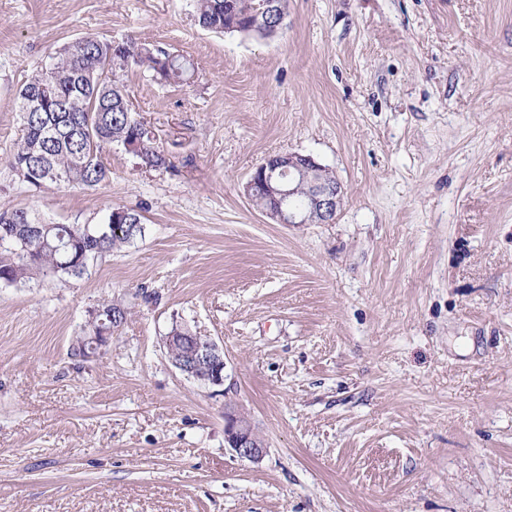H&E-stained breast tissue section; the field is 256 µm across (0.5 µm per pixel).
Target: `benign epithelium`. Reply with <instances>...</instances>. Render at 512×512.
<instances>
[{
    "mask_svg": "<svg viewBox=\"0 0 512 512\" xmlns=\"http://www.w3.org/2000/svg\"><path fill=\"white\" fill-rule=\"evenodd\" d=\"M263 168L267 192L276 201L275 209L266 215L277 224H324L343 204L341 183L312 178L325 167L309 155L269 156ZM164 343L181 346L182 356L174 360L181 373L212 387L224 385V352L215 342L170 333ZM224 441L242 460L257 463L266 454L267 445L249 416L230 404L224 407Z\"/></svg>",
    "mask_w": 512,
    "mask_h": 512,
    "instance_id": "benign-epithelium-1",
    "label": "benign epithelium"
}]
</instances>
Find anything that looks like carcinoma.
Masks as SVG:
<instances>
[{"label": "carcinoma", "mask_w": 512, "mask_h": 512, "mask_svg": "<svg viewBox=\"0 0 512 512\" xmlns=\"http://www.w3.org/2000/svg\"><path fill=\"white\" fill-rule=\"evenodd\" d=\"M198 24L213 32L270 38L284 26L287 9L253 19L258 0H195ZM114 41L85 34L62 46L51 62L34 72L18 92L23 134L8 165L18 180L31 188L45 186L93 188L106 180L102 146L134 145L132 153L147 168H161L169 159L133 116L119 72L130 65L145 66L165 85H183L195 66L190 58L160 45L126 39L119 61L107 63ZM19 229L27 249L0 236V284L25 285L40 277L60 282L79 278L87 263L104 253L132 244L144 234L143 216L114 208L103 224L72 230L26 209H0V226ZM116 302L102 304L100 318L110 336L126 320L112 317Z\"/></svg>", "instance_id": "carcinoma-1"}]
</instances>
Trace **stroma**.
Listing matches in <instances>:
<instances>
[{
  "label": "stroma",
  "instance_id": "stroma-1",
  "mask_svg": "<svg viewBox=\"0 0 512 512\" xmlns=\"http://www.w3.org/2000/svg\"><path fill=\"white\" fill-rule=\"evenodd\" d=\"M83 34L193 60L119 75L171 165L115 143L108 182L29 190L16 96ZM289 152L341 182L333 223L246 197ZM0 206L145 227L83 278L0 285V512H512V0H288L269 39L192 0H0ZM113 297L104 355L72 357ZM176 323L222 387L170 363ZM229 403L260 462L225 448ZM190 330V329H189ZM167 336L164 337V343L168 345L179 344L182 348L180 359L172 360L174 367L187 377L194 378L212 387H221L224 384V352L219 346L211 341L200 342L198 337L191 330L188 336V330L183 325H173ZM176 333L173 336V333ZM200 368L205 373L199 371Z\"/></svg>",
  "mask_w": 512,
  "mask_h": 512
}]
</instances>
